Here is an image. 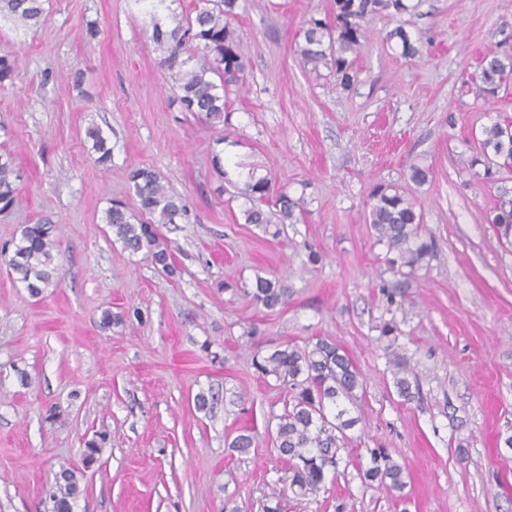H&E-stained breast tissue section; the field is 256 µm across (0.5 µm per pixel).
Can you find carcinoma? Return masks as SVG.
Here are the masks:
<instances>
[{"mask_svg":"<svg viewBox=\"0 0 512 512\" xmlns=\"http://www.w3.org/2000/svg\"><path fill=\"white\" fill-rule=\"evenodd\" d=\"M213 7H199L195 16L174 19V26L165 30L153 26L152 38L164 50L163 65L175 72L180 95L178 101L187 112H195L214 124L226 121L224 93L243 82L245 64L243 48L229 26L235 14L237 0H212ZM417 5L407 0H333L329 20L310 19L302 28L301 41L296 43L300 66L307 72L320 75L325 68L343 89L350 88L357 71L355 59L367 24L379 14L412 12ZM25 21L38 22L43 10L40 0H0V11ZM204 43L205 53L192 66L180 59L186 40ZM386 40L401 47V54L414 58L420 54L406 29L398 25L390 30ZM512 76V60L489 54L483 60L479 97L496 94L501 83ZM96 161L106 165L112 161V147L97 126L85 132ZM476 155L461 160L473 169L484 166L487 179L502 169H512V125L495 122L483 131ZM20 174L14 157L0 153V212L10 210L16 203ZM128 180L137 200V210L123 203H114L105 212V223L112 236L135 254L142 250L151 256L152 263L173 276L172 247L158 232L159 224H174L188 216L184 199L174 194L157 171L138 167L129 172ZM241 195L248 203L243 215L245 223L265 227L272 224L271 211L277 209L278 223L293 221L294 211L301 199L285 193H274L271 179L261 177L246 182ZM154 217L151 222L141 216ZM370 224L376 242L385 247V272L391 279L382 281L381 291L388 306L402 308L404 289L410 286L417 271L427 266L435 249L433 235L422 224L415 203L398 186L380 183L370 195ZM505 240L512 239V197L499 198L495 212L487 216ZM55 226L46 222L24 224L19 237L0 245V263L6 266L15 281L24 284L30 295L40 296L44 289L58 285L55 280ZM253 302L272 310L285 304L287 289L278 280L256 276L250 291ZM393 386L398 397L411 401L419 391L418 374L406 360L397 357ZM255 371L263 378L273 377L289 393V404L277 416L274 449L278 458L288 463L292 473L289 489L297 496L321 485L328 475L338 474L340 441L346 431L354 428L361 417L350 416L346 404L357 398L362 388L360 375L352 359L335 343L317 340L312 347L300 348L285 343L252 358ZM364 480L404 498L408 472L405 464L397 462L383 451L370 452V466L363 472ZM79 495L75 472L61 467L56 479V491L51 495L52 512H73Z\"/></svg>","mask_w":512,"mask_h":512,"instance_id":"obj_1","label":"carcinoma"}]
</instances>
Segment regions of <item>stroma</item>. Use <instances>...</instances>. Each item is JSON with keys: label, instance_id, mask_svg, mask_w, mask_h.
<instances>
[{"label": "stroma", "instance_id": "35a3bbf8", "mask_svg": "<svg viewBox=\"0 0 512 512\" xmlns=\"http://www.w3.org/2000/svg\"><path fill=\"white\" fill-rule=\"evenodd\" d=\"M198 5L44 0L35 25L0 12V49L16 56L0 85V152L21 174L0 243L39 220L58 239V284L41 296L0 265V512H51L63 464L82 489L74 512H512V245L487 220L512 195V171L489 180L460 163L485 127L512 120V84L475 93L484 55L512 57V0H420L405 17L421 46L413 59L385 41L395 19L372 18L346 90L306 73L295 53L301 26L331 0H238L229 25L246 83L216 126L182 110L152 40L154 23ZM92 125L110 141L109 166L88 150ZM414 164L430 169L424 184L408 180ZM135 165L189 206L188 220L160 227L176 275L125 250L103 222L112 201L135 205ZM246 165L303 201L279 237L244 221ZM379 183L402 187L436 240L392 314L369 224ZM313 251L321 262H309ZM259 275L280 280L287 304L252 302ZM106 309L123 322L101 329ZM390 319L392 344L380 336ZM320 338L353 358L363 390L351 412L362 421L338 476L297 497L269 432L285 394L252 357ZM396 355L420 377L409 403L392 384ZM200 392L211 398L204 411ZM101 432L107 443L84 465ZM241 433L254 446L230 451ZM374 448L406 464V500L362 481Z\"/></svg>", "mask_w": 512, "mask_h": 512}]
</instances>
